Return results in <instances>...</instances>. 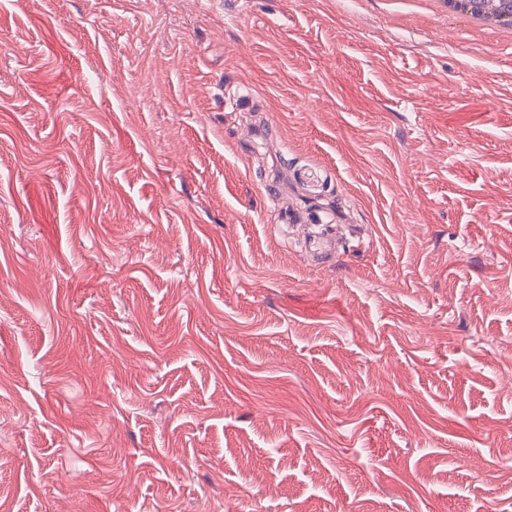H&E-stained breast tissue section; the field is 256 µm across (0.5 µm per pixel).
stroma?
Instances as JSON below:
<instances>
[{
  "label": "stroma",
  "mask_w": 512,
  "mask_h": 512,
  "mask_svg": "<svg viewBox=\"0 0 512 512\" xmlns=\"http://www.w3.org/2000/svg\"><path fill=\"white\" fill-rule=\"evenodd\" d=\"M0 512H512V34L0 0Z\"/></svg>",
  "instance_id": "obj_1"
}]
</instances>
